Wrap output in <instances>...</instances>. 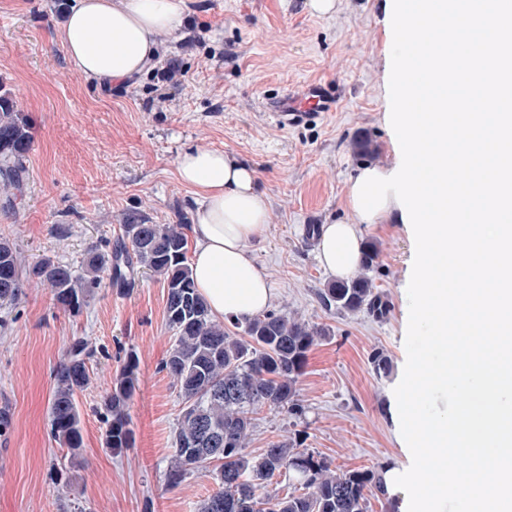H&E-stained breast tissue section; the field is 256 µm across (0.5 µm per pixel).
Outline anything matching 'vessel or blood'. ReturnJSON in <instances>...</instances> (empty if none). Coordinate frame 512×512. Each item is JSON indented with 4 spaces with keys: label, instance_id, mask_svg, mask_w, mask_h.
Segmentation results:
<instances>
[{
    "label": "vessel or blood",
    "instance_id": "1",
    "mask_svg": "<svg viewBox=\"0 0 512 512\" xmlns=\"http://www.w3.org/2000/svg\"><path fill=\"white\" fill-rule=\"evenodd\" d=\"M336 107V91L332 83H307L289 91L270 107V115L283 127L306 124L313 115L333 111Z\"/></svg>",
    "mask_w": 512,
    "mask_h": 512
}]
</instances>
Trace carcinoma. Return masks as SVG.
Listing matches in <instances>:
<instances>
[{
	"label": "carcinoma",
	"instance_id": "cac0c4a2",
	"mask_svg": "<svg viewBox=\"0 0 512 512\" xmlns=\"http://www.w3.org/2000/svg\"><path fill=\"white\" fill-rule=\"evenodd\" d=\"M30 145L28 127L18 120L10 100L0 96V184L8 199L9 190L20 189L23 182ZM186 229L185 224H155L147 214L131 212L110 254L89 250L83 276L50 258L28 267L13 243L0 238V307L16 303L33 280L50 289L57 305L78 313L108 269L110 285L117 288L128 284L126 270L134 263L161 277L167 288V321L175 332L162 369L176 381L181 398L167 484L179 485L194 470L212 471L217 489L201 502L199 512H371V501L386 499L383 466L342 471L303 447V430L270 442L259 455L245 453L257 410L268 407L301 418L299 379L327 328L265 312L245 322L243 335H230L194 287ZM379 259L375 243L363 244L355 273L318 289L321 306L329 312L385 318L390 303L369 276ZM88 358L87 342L76 339L54 375L50 435L74 457L81 448L76 395L89 383ZM136 369L131 355L101 404L104 444L113 454L132 444L128 408ZM213 448L221 452L214 454ZM281 475L288 477L284 493L271 489Z\"/></svg>",
	"mask_w": 512,
	"mask_h": 512
}]
</instances>
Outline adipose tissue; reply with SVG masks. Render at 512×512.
I'll use <instances>...</instances> for the list:
<instances>
[{
    "instance_id": "ef3b65f1",
    "label": "adipose tissue",
    "mask_w": 512,
    "mask_h": 512,
    "mask_svg": "<svg viewBox=\"0 0 512 512\" xmlns=\"http://www.w3.org/2000/svg\"><path fill=\"white\" fill-rule=\"evenodd\" d=\"M186 0H77L56 35L77 73L101 84L143 72L157 38L182 24ZM180 181L194 189L191 271L213 315L236 319L269 309L274 290L253 244L268 226L269 198L255 170L216 148H189L177 158Z\"/></svg>"
}]
</instances>
